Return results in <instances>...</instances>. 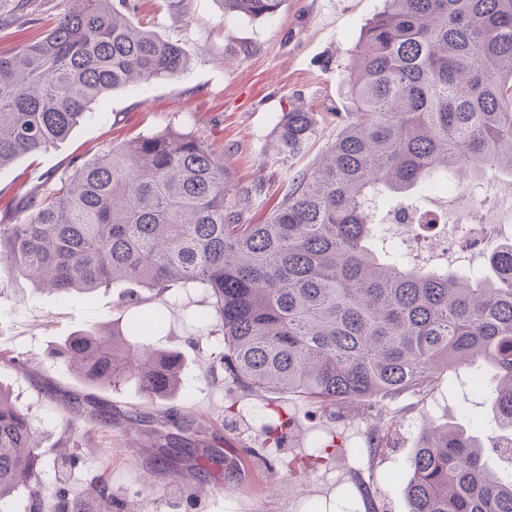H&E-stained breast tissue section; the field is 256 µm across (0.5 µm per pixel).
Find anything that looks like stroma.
I'll return each instance as SVG.
<instances>
[{"instance_id": "35a3bbf8", "label": "stroma", "mask_w": 512, "mask_h": 512, "mask_svg": "<svg viewBox=\"0 0 512 512\" xmlns=\"http://www.w3.org/2000/svg\"><path fill=\"white\" fill-rule=\"evenodd\" d=\"M80 0H30L27 16L0 19V55L37 40ZM133 16L145 29L180 44L189 59L177 77L112 91L93 105L87 119L47 149L0 169V208L21 202L50 177L68 174L75 158H90L107 146L162 131L203 139L231 170L234 189L245 195L243 218L261 223L281 200L290 173L312 166L335 141L339 116L350 107L343 81L361 30L382 10L383 0H285L271 21L228 16L220 0H132ZM296 103L314 112L318 132L287 166L274 164L279 116ZM487 248L470 249L452 240L447 254L422 250L424 268L467 272L484 267ZM112 289L92 300L67 297L0 268V352L22 355L29 365L0 362V388L30 421L44 466L38 479L47 489L41 512H60L53 490L87 489L86 512H409L406 486L410 461L424 427L469 426L490 417V400L471 385L472 371L436 374L425 395L405 394L366 413L339 403L323 407L292 394L247 391L218 367L220 332L193 321L208 310L205 294L190 289L176 300L155 302L164 319L150 341L181 359L175 396L148 399L135 384L117 388L83 383L55 355L81 331L112 323L125 326L130 311L117 308ZM111 405L112 425L82 423L73 447L63 449L61 418L73 402ZM136 410L149 417L173 415L167 427L134 425ZM291 425L279 439L269 431L280 415ZM191 425L184 438L190 451L175 466L159 467L169 433ZM389 437L371 455L365 476L353 466L358 445L375 430ZM336 444V455L304 474L283 475L285 464ZM221 462L214 474L228 489L200 481L197 465L211 451ZM107 481L111 500L92 496Z\"/></svg>"}]
</instances>
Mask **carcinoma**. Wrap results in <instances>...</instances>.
Wrapping results in <instances>:
<instances>
[{
	"label": "carcinoma",
	"instance_id": "1",
	"mask_svg": "<svg viewBox=\"0 0 512 512\" xmlns=\"http://www.w3.org/2000/svg\"><path fill=\"white\" fill-rule=\"evenodd\" d=\"M42 39L0 56V168L66 138L113 90L175 77L180 45L136 26L127 0H82ZM284 0H222L224 14L272 19ZM352 51L350 115L323 159L289 180L262 224L242 221L224 160L204 140L159 133L113 144L46 183L0 224V265L62 296L113 288L137 308L196 288L224 336L219 367L242 388L295 392L322 406L421 395L443 367L479 360L492 401L481 441L449 425L423 431L407 485L410 512H512V241L486 269L405 263L378 244L370 214L387 195L512 178V0H384ZM315 114L278 122V159L301 154ZM150 324L83 332L61 350L94 387L128 382L174 394L180 359L134 336ZM0 391V506L42 466L27 417ZM84 410L71 406L68 448ZM66 512L87 492L61 490Z\"/></svg>",
	"mask_w": 512,
	"mask_h": 512
}]
</instances>
